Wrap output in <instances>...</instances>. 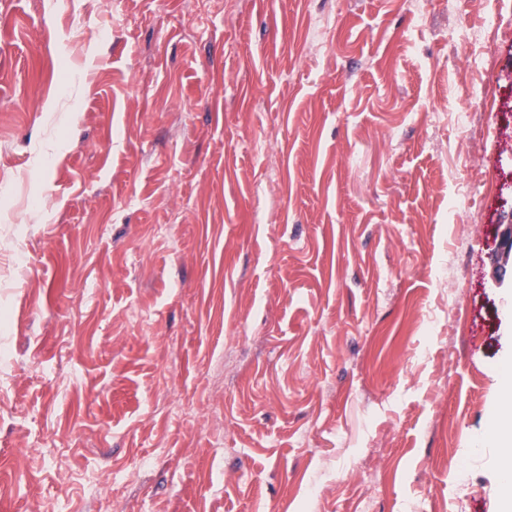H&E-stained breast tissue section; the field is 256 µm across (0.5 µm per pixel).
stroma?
<instances>
[{"label":"stroma","mask_w":512,"mask_h":512,"mask_svg":"<svg viewBox=\"0 0 512 512\" xmlns=\"http://www.w3.org/2000/svg\"><path fill=\"white\" fill-rule=\"evenodd\" d=\"M512 0H0V512H498ZM512 222L503 224L504 229L501 234V244L498 253L495 255L494 277L497 283H501L507 273V265L510 262V272L512 279Z\"/></svg>","instance_id":"1"}]
</instances>
